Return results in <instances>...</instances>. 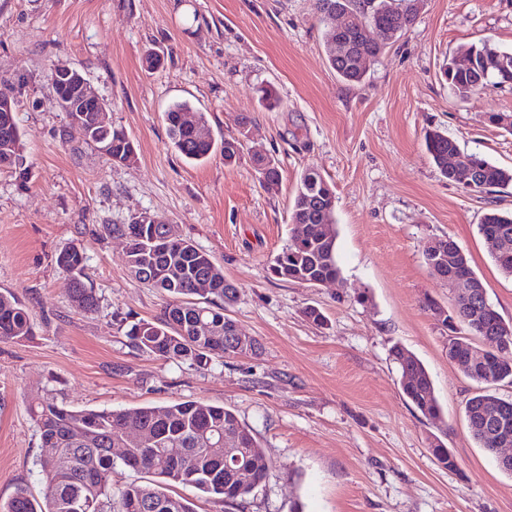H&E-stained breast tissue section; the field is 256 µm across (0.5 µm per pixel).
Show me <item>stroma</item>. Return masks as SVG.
I'll return each instance as SVG.
<instances>
[{
	"mask_svg": "<svg viewBox=\"0 0 512 512\" xmlns=\"http://www.w3.org/2000/svg\"><path fill=\"white\" fill-rule=\"evenodd\" d=\"M512 50V0H426L415 24L358 85L326 60L316 0H0V94L17 103L26 178L0 170V291L29 309L32 336L0 341V503L18 487L42 498L44 450L32 397L72 410L132 411L198 400L248 425L274 469L265 486L227 506L172 486L193 512H512V475L479 448L464 415L476 384L448 358L425 298L448 286L425 263V244L451 237L512 321V277L478 231L491 208L512 210V185L477 194L443 180L425 151L438 129L462 150L512 168V134L488 123L512 115V87L459 99L442 66L459 46ZM165 55L150 71L147 49ZM71 63L112 106L134 141L127 163L106 159L53 105L52 66ZM282 105L266 110L262 87ZM205 113L213 135H236L253 116L237 163L214 154L187 163L163 113L176 101ZM278 159L267 192L252 165ZM335 188L339 280L317 287L271 277L287 243L302 171ZM146 212L212 256L239 287L230 317L259 340L260 356L200 368L137 349L126 332L155 321L167 294L128 271L126 240L104 231ZM83 249L98 309L69 300L60 251ZM315 307L316 325L304 311ZM431 374L443 409L427 421L403 397L394 344ZM442 443L455 460L441 467Z\"/></svg>",
	"mask_w": 512,
	"mask_h": 512,
	"instance_id": "35a3bbf8",
	"label": "stroma"
}]
</instances>
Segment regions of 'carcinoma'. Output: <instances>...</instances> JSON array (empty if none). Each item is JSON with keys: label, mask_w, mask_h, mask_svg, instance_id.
I'll return each instance as SVG.
<instances>
[{"label": "carcinoma", "mask_w": 512, "mask_h": 512, "mask_svg": "<svg viewBox=\"0 0 512 512\" xmlns=\"http://www.w3.org/2000/svg\"><path fill=\"white\" fill-rule=\"evenodd\" d=\"M401 10L385 14L381 0H317L320 23L323 25L324 47L333 45L337 52H326L327 61L340 80L348 85L360 84L367 69L359 58L369 55L380 59L388 44L398 38L416 20L415 0H399ZM341 13L354 28H368L370 37L355 40L350 33H338L329 24L325 10ZM466 60L464 68L458 60ZM443 76L461 99L489 86L512 84V51L501 50L488 43L460 46L447 59ZM192 112L186 101L175 102L164 112L168 136L173 148L188 162H201L215 152L224 155V163L232 164L243 150V138L248 136L252 118L241 117L239 135L216 142L212 137L199 138L196 127L185 121ZM81 120L87 130V141L107 144L112 162L124 163L135 157L133 141L122 129L103 126L99 113L83 112ZM425 146L440 176L460 185L473 181L487 193L512 183V168L500 167L477 153L466 155L469 166L457 169L450 159L461 153L458 142L435 129L425 134ZM22 132L15 113L0 112V169L23 168ZM254 164L264 188L275 191L281 182L277 161L271 156L257 155ZM336 194L334 187L319 173L306 170L298 182L292 202V223L295 230L288 243L274 256L269 265L276 278L306 285L335 281L340 277L336 260ZM105 232L127 238L132 247L128 262L130 273L170 297L162 317L157 322H139L127 332L140 350L158 358L190 362L207 367L226 356L224 337L208 344L198 341L207 335L210 324L229 318L228 308L237 300V287L224 277L210 255L190 241L174 248L157 241L165 233V224H106ZM486 240L502 234H512V212L497 209L486 212L479 224ZM436 253L425 257L441 273L448 284L454 303L440 320L448 331V355L466 360L476 354L464 374L483 388L465 403V416L474 439L480 447L494 452L507 446L497 441L494 428L488 424V410L501 408L504 425L512 433V400L500 405L502 397L491 387L512 385V322L498 311L473 318L475 311L465 306L456 295L457 278L471 277V284L482 283L460 246L451 238L439 241ZM86 256L73 246L56 259L58 267L69 273H83ZM209 287L197 288L199 280ZM74 307L89 313L98 305L94 288L83 280L70 289ZM32 334L30 313L15 295L0 292V341ZM488 343L480 348L472 337ZM392 359L397 364L399 383L404 396L430 422L440 419L441 408L434 382L424 364L408 349L394 346ZM30 415L40 433L43 445L56 449L53 463L40 458L36 461L38 476L44 485V497H30L23 487L0 506V512H106L105 503L112 502V474L115 460L109 448L128 449L122 464L134 472H147L159 478L157 483L132 481L117 489V512H193L189 502L164 491V485L176 483L192 487L219 503H234L246 493L224 477V447L218 439L230 435L236 441L238 455L252 470L254 485L259 487L270 479L273 464L252 431L236 414L222 405L196 400H182L165 405H149L134 412L122 410H70L46 398H35L29 404ZM136 424L146 435L155 439L154 447L141 448L126 435V426ZM180 449V459L172 461L165 449Z\"/></svg>", "instance_id": "carcinoma-1"}]
</instances>
